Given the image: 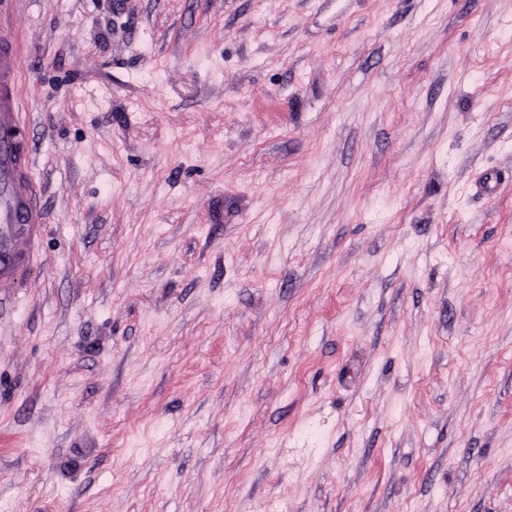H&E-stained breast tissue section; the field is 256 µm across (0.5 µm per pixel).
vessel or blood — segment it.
Segmentation results:
<instances>
[{
	"label": "vessel or blood",
	"instance_id": "b4317fda",
	"mask_svg": "<svg viewBox=\"0 0 512 512\" xmlns=\"http://www.w3.org/2000/svg\"><path fill=\"white\" fill-rule=\"evenodd\" d=\"M22 59L0 26V288L12 287L28 263L27 247L46 213L34 178V150L20 120Z\"/></svg>",
	"mask_w": 512,
	"mask_h": 512
}]
</instances>
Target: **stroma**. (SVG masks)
I'll list each match as a JSON object with an SVG mask.
<instances>
[{"instance_id":"1","label":"stroma","mask_w":512,"mask_h":512,"mask_svg":"<svg viewBox=\"0 0 512 512\" xmlns=\"http://www.w3.org/2000/svg\"><path fill=\"white\" fill-rule=\"evenodd\" d=\"M0 16V512H512V0ZM22 59L0 17V288H11L29 263L27 247L46 213L34 178V150L20 120Z\"/></svg>"}]
</instances>
